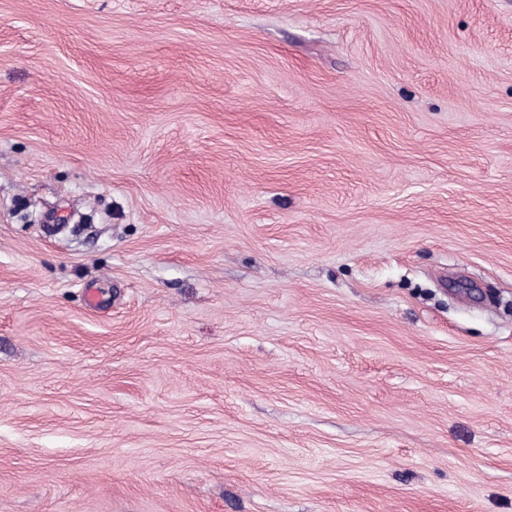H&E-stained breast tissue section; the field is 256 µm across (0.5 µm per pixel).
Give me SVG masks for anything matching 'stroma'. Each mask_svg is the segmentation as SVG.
Segmentation results:
<instances>
[{
    "instance_id": "stroma-1",
    "label": "stroma",
    "mask_w": 512,
    "mask_h": 512,
    "mask_svg": "<svg viewBox=\"0 0 512 512\" xmlns=\"http://www.w3.org/2000/svg\"><path fill=\"white\" fill-rule=\"evenodd\" d=\"M0 512H512V0H0Z\"/></svg>"
}]
</instances>
